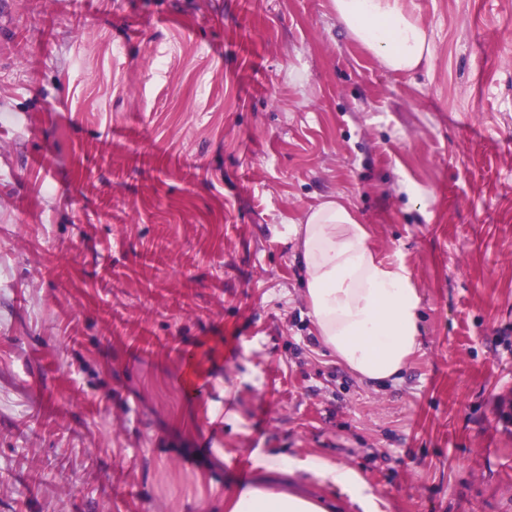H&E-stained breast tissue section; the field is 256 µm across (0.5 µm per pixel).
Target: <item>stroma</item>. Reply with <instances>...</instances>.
I'll return each instance as SVG.
<instances>
[{"mask_svg":"<svg viewBox=\"0 0 512 512\" xmlns=\"http://www.w3.org/2000/svg\"><path fill=\"white\" fill-rule=\"evenodd\" d=\"M4 4L0 512H512V0H411L410 73L331 0ZM335 195L422 300L378 391L323 354L288 232ZM309 469L324 479L339 486H344L353 491H359L360 483L354 471L346 467H333L329 468L321 463L314 461L310 463ZM229 512H329L319 500L280 488L261 485L237 490Z\"/></svg>","mask_w":512,"mask_h":512,"instance_id":"obj_1","label":"stroma"}]
</instances>
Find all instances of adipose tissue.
<instances>
[{"mask_svg":"<svg viewBox=\"0 0 512 512\" xmlns=\"http://www.w3.org/2000/svg\"><path fill=\"white\" fill-rule=\"evenodd\" d=\"M352 38L393 72L432 57L426 27L408 0H332ZM304 295L316 337L361 382L401 381L422 349L421 299L410 269L382 258L348 204L328 199L293 225ZM229 512H329L319 500L261 485L237 490Z\"/></svg>","mask_w":512,"mask_h":512,"instance_id":"obj_1","label":"adipose tissue"}]
</instances>
